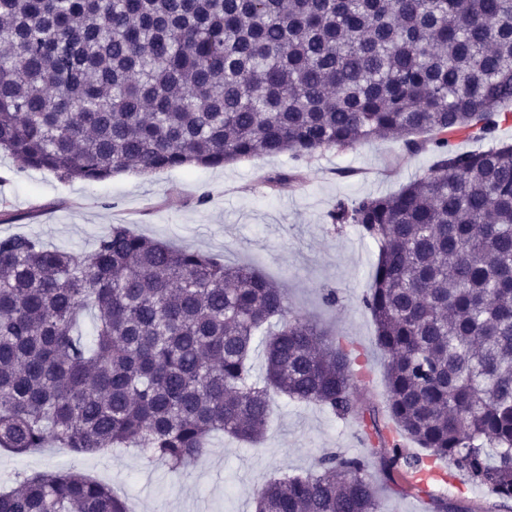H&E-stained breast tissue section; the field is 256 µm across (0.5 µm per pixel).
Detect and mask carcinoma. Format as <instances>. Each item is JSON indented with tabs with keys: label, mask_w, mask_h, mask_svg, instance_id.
Instances as JSON below:
<instances>
[{
	"label": "carcinoma",
	"mask_w": 512,
	"mask_h": 512,
	"mask_svg": "<svg viewBox=\"0 0 512 512\" xmlns=\"http://www.w3.org/2000/svg\"><path fill=\"white\" fill-rule=\"evenodd\" d=\"M511 113L512 0H0V152L24 168L98 181L376 137L437 155L328 214L379 245L362 304L389 435L357 409L349 343L292 314L279 284L113 224L84 258L0 236V448L121 449L183 472L216 433L258 441L283 395L361 420L388 481L446 462L512 502V144L496 141ZM450 131L494 146L459 152ZM254 504L381 512L368 457L333 450ZM0 512L128 509L67 471L0 490Z\"/></svg>",
	"instance_id": "carcinoma-1"
}]
</instances>
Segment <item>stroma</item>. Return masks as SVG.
I'll list each match as a JSON object with an SVG mask.
<instances>
[{
	"label": "stroma",
	"instance_id": "obj_1",
	"mask_svg": "<svg viewBox=\"0 0 512 512\" xmlns=\"http://www.w3.org/2000/svg\"><path fill=\"white\" fill-rule=\"evenodd\" d=\"M432 151L406 153L397 139L376 138L348 151L322 150L302 162L286 155L221 167L123 172L98 182L65 181L18 169L0 153V235L31 234L48 245L90 254L111 225L255 265L288 290L293 311L328 334L353 342L367 369L355 399L363 414L385 413L383 356L376 326L361 303L378 246L351 224H329L337 201L399 191L435 163ZM297 171L296 182L273 183ZM338 301L322 302L326 289ZM366 453L356 418L277 398L258 447L216 438L194 468L173 474L139 456H76L57 450L0 453V482L45 471L82 470L120 491L135 512H254L257 485L315 468L325 450ZM383 512H428L425 496L405 481L376 479Z\"/></svg>",
	"mask_w": 512,
	"mask_h": 512
}]
</instances>
